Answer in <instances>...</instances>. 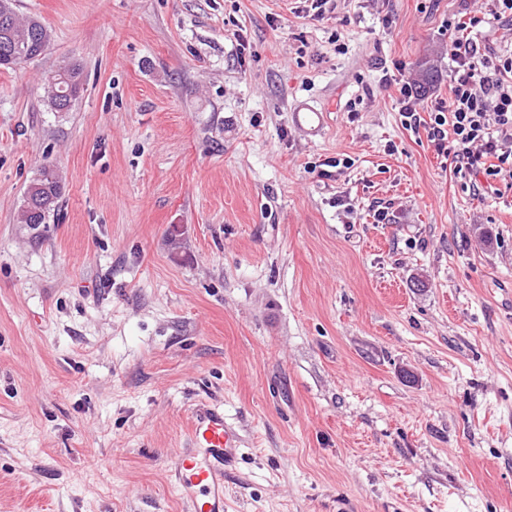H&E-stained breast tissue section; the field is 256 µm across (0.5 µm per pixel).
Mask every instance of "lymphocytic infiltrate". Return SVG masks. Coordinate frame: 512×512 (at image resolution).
Listing matches in <instances>:
<instances>
[{"instance_id": "lymphocytic-infiltrate-1", "label": "lymphocytic infiltrate", "mask_w": 512, "mask_h": 512, "mask_svg": "<svg viewBox=\"0 0 512 512\" xmlns=\"http://www.w3.org/2000/svg\"><path fill=\"white\" fill-rule=\"evenodd\" d=\"M507 23L512 0H490L484 11L449 21L454 68L447 103L426 111L411 82L399 87L406 126L427 125L437 153H452L457 172L489 185L512 180V53L492 49L481 35Z\"/></svg>"}]
</instances>
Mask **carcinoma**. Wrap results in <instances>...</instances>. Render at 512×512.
Listing matches in <instances>:
<instances>
[{
  "mask_svg": "<svg viewBox=\"0 0 512 512\" xmlns=\"http://www.w3.org/2000/svg\"><path fill=\"white\" fill-rule=\"evenodd\" d=\"M50 43L51 32L41 21L33 17H19L12 0H0V68L14 69L33 61L48 49ZM64 75L73 81L82 80L81 70L76 64L66 65L49 77L46 97L50 107L57 112L69 111L78 98L74 94L64 100L60 99L61 78ZM34 193L46 198L49 204L38 214L30 213L28 204H23L21 223L36 226L46 223L62 193L61 182L54 170H43L40 177L28 186L26 196L30 197Z\"/></svg>",
  "mask_w": 512,
  "mask_h": 512,
  "instance_id": "1",
  "label": "carcinoma"
}]
</instances>
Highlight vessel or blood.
<instances>
[{"label": "vessel or blood", "instance_id": "b4317fda", "mask_svg": "<svg viewBox=\"0 0 512 512\" xmlns=\"http://www.w3.org/2000/svg\"><path fill=\"white\" fill-rule=\"evenodd\" d=\"M188 436L189 450L172 464V486L188 512H224V479L240 456L242 438L222 407L207 404L193 412Z\"/></svg>", "mask_w": 512, "mask_h": 512}]
</instances>
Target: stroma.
Instances as JSON below:
<instances>
[{
  "label": "stroma",
  "instance_id": "1",
  "mask_svg": "<svg viewBox=\"0 0 512 512\" xmlns=\"http://www.w3.org/2000/svg\"><path fill=\"white\" fill-rule=\"evenodd\" d=\"M485 2L14 0L52 41L0 69V512H186L201 402L244 440L226 512H512V187L479 203L397 86L447 101ZM63 75H67L77 87V93L72 95L71 97H66L63 101L60 99L58 92L60 91V85ZM80 83V85L76 82ZM46 97L50 107L56 112H67L71 108L73 102L78 98L81 89H82V75L81 70L78 65H66L61 68L56 74L49 77L47 80L46 88ZM294 121L296 127L306 135L315 136L323 129L325 113L311 109L310 112H295ZM33 192L49 201L48 206L38 214H30L28 210V202ZM61 193L62 185L56 172L45 168L40 177L31 183L26 190L25 201L21 209V223L31 224L32 226L45 224L50 213L55 211Z\"/></svg>",
  "mask_w": 512,
  "mask_h": 512
}]
</instances>
